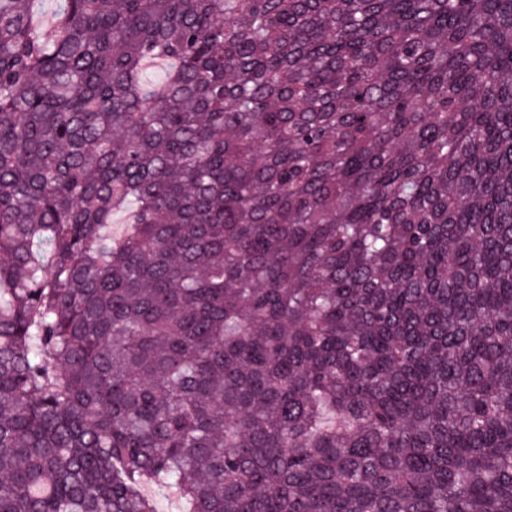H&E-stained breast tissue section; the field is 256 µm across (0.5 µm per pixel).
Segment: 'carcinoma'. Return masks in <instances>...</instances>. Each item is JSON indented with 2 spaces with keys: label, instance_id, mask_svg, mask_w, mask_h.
Listing matches in <instances>:
<instances>
[{
  "label": "carcinoma",
  "instance_id": "cac0c4a2",
  "mask_svg": "<svg viewBox=\"0 0 512 512\" xmlns=\"http://www.w3.org/2000/svg\"><path fill=\"white\" fill-rule=\"evenodd\" d=\"M31 3L0 512H512V0Z\"/></svg>",
  "mask_w": 512,
  "mask_h": 512
}]
</instances>
